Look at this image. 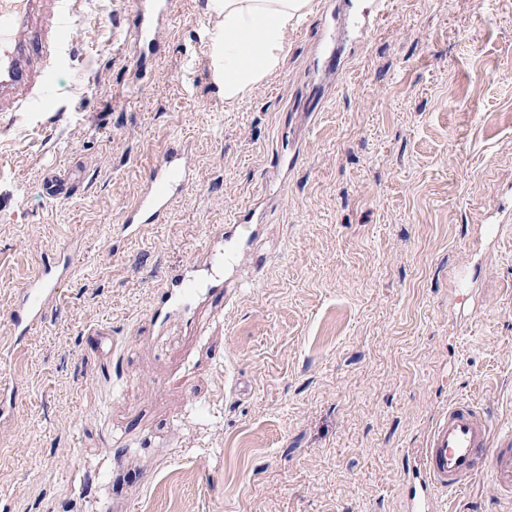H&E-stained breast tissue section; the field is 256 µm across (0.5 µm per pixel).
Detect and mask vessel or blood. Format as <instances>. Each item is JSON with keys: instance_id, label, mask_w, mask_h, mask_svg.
Returning <instances> with one entry per match:
<instances>
[{"instance_id": "vessel-or-blood-1", "label": "vessel or blood", "mask_w": 512, "mask_h": 512, "mask_svg": "<svg viewBox=\"0 0 512 512\" xmlns=\"http://www.w3.org/2000/svg\"><path fill=\"white\" fill-rule=\"evenodd\" d=\"M81 0H0V112H26L46 103L50 66L67 48ZM173 0H131L130 18L121 32L133 83L152 74L165 45L163 33L173 18ZM390 0H375L359 26L368 40L389 16ZM83 182L81 166L51 171L41 182L45 198H70ZM197 183L189 142L173 139L144 171L136 197L122 210L115 233L136 236L141 225L162 224L174 205ZM253 198L233 223L215 230L203 249L167 272L158 293L163 306L154 314L148 339L166 335L170 326L198 304L224 295L238 279L250 254L234 248L246 235L261 205ZM75 273L68 260L43 261L21 288L9 320L15 342H22L42 321L60 288ZM490 475L493 498L512 499V429L496 430L489 411L473 403L449 405L431 429L422 454L413 456L405 483L413 512H431L438 497L454 495L473 480Z\"/></svg>"}]
</instances>
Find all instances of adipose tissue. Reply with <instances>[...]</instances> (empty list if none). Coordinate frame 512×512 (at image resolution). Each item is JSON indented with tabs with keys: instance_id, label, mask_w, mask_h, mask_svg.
<instances>
[{
	"instance_id": "adipose-tissue-1",
	"label": "adipose tissue",
	"mask_w": 512,
	"mask_h": 512,
	"mask_svg": "<svg viewBox=\"0 0 512 512\" xmlns=\"http://www.w3.org/2000/svg\"><path fill=\"white\" fill-rule=\"evenodd\" d=\"M313 9L312 0H206L223 38L211 39L213 81L228 105L244 104L281 68L289 31Z\"/></svg>"
}]
</instances>
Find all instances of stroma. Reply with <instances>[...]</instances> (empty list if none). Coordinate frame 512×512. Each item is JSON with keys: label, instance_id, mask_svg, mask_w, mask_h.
<instances>
[{"label": "stroma", "instance_id": "35a3bbf8", "mask_svg": "<svg viewBox=\"0 0 512 512\" xmlns=\"http://www.w3.org/2000/svg\"><path fill=\"white\" fill-rule=\"evenodd\" d=\"M205 0H175L129 83L127 0H85L50 109L0 112V347L45 258L77 268L0 382V512H407V453L449 401L512 423V0H393L339 82L309 71L318 13L229 110ZM196 186L140 236L111 227L166 142ZM84 167L52 202L44 173ZM288 165L244 285L140 342L160 278Z\"/></svg>", "mask_w": 512, "mask_h": 512}]
</instances>
